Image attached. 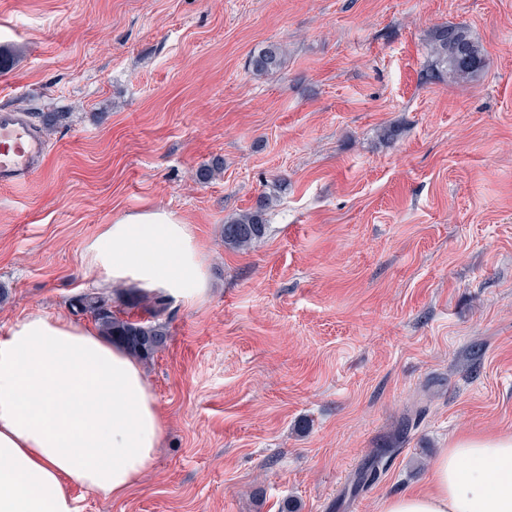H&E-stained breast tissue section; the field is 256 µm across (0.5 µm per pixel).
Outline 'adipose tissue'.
<instances>
[{"label":"adipose tissue","instance_id":"ef3b65f1","mask_svg":"<svg viewBox=\"0 0 512 512\" xmlns=\"http://www.w3.org/2000/svg\"><path fill=\"white\" fill-rule=\"evenodd\" d=\"M86 258L110 283L188 302L207 289L191 229L165 211L117 219ZM163 434L141 366L96 329L34 312L0 337V512H80L70 481L124 498ZM381 512H512V431L451 439L430 487L387 498Z\"/></svg>","mask_w":512,"mask_h":512}]
</instances>
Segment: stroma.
Here are the masks:
<instances>
[{"label":"stroma","instance_id":"35a3bbf8","mask_svg":"<svg viewBox=\"0 0 512 512\" xmlns=\"http://www.w3.org/2000/svg\"><path fill=\"white\" fill-rule=\"evenodd\" d=\"M440 25L480 74L438 61ZM0 57V106L61 115L0 187V337L90 322L86 248L129 213L188 224L209 280L140 362L152 467L120 500L70 484L82 512H380L453 436L512 430V0H0ZM264 194V238L225 249ZM432 49L437 59L448 65L457 79L467 80L486 65L481 47L461 26L442 25L435 29ZM282 56L281 47L276 44H270L251 57L250 65L252 71L257 75L273 72L280 68ZM388 448L380 450L359 472L357 484L369 486L379 480L388 464Z\"/></svg>","mask_w":512,"mask_h":512}]
</instances>
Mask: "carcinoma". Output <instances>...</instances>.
I'll list each match as a JSON object with an SVG mask.
<instances>
[{"mask_svg": "<svg viewBox=\"0 0 512 512\" xmlns=\"http://www.w3.org/2000/svg\"><path fill=\"white\" fill-rule=\"evenodd\" d=\"M432 49L437 59L448 65L456 78L467 80L486 65L481 47L461 26L442 25L435 29ZM282 64L281 47L270 44L251 57L252 71L257 75L273 72ZM273 196L260 197L255 209L243 212L224 223V248L246 251L266 234L265 211ZM72 307L88 313L100 332L129 353L147 359L167 345L168 332L160 317L167 308L164 296L154 295L147 311L151 319L142 321L112 310V300L100 292L81 293L73 297ZM388 464V449L380 450L359 472L357 484L369 486L379 480Z\"/></svg>", "mask_w": 512, "mask_h": 512, "instance_id": "1", "label": "carcinoma"}]
</instances>
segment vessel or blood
Here are the masks:
<instances>
[{"label":"vessel or blood","mask_w":512,"mask_h":512,"mask_svg":"<svg viewBox=\"0 0 512 512\" xmlns=\"http://www.w3.org/2000/svg\"><path fill=\"white\" fill-rule=\"evenodd\" d=\"M42 134L19 112L0 109V186L27 183L44 166Z\"/></svg>","instance_id":"1"}]
</instances>
